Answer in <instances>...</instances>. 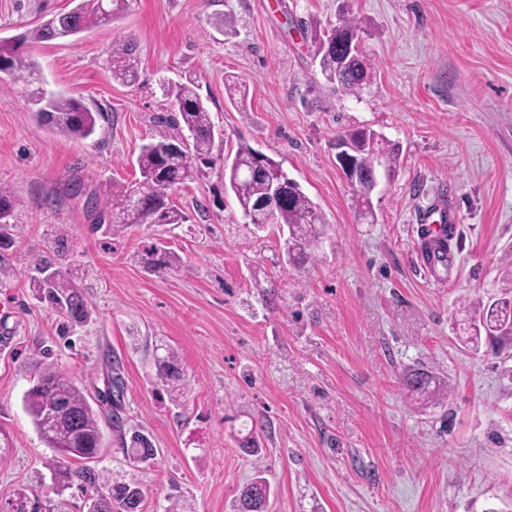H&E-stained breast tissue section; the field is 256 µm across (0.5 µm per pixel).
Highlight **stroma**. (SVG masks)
I'll return each mask as SVG.
<instances>
[{
    "instance_id": "stroma-1",
    "label": "stroma",
    "mask_w": 512,
    "mask_h": 512,
    "mask_svg": "<svg viewBox=\"0 0 512 512\" xmlns=\"http://www.w3.org/2000/svg\"><path fill=\"white\" fill-rule=\"evenodd\" d=\"M72 0H0V40L71 9ZM348 10L376 71L360 97L336 91L314 59L311 24ZM136 44L141 78L113 81L114 42ZM42 82L0 84V185L13 193L15 244L0 298V512H86L58 493L54 451L24 409L45 366L102 411L101 489L139 485L142 512L172 502L234 512L263 469L268 512H512V344L465 349L459 325L512 286V0H130L123 18L32 46ZM242 79L245 110L225 74ZM190 77L223 130L211 168L176 188L188 223L94 229L88 199L135 181L141 146L169 134L163 78ZM60 91L101 112L87 139L48 134L31 97ZM367 126L398 142L391 179L363 219L336 163L338 135ZM246 143L275 157L326 218L316 258L295 268L275 225L244 224L222 157ZM452 263L427 262L441 221ZM91 311L64 327L38 302L28 265L57 225ZM161 243L179 264L154 271ZM174 347L188 380L173 404L154 356ZM421 365L447 381L440 403L403 387ZM125 391L113 409L108 381ZM256 421L259 456L238 446ZM159 454L130 464L134 434Z\"/></svg>"
}]
</instances>
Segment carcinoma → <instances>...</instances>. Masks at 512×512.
Wrapping results in <instances>:
<instances>
[{
	"instance_id": "carcinoma-1",
	"label": "carcinoma",
	"mask_w": 512,
	"mask_h": 512,
	"mask_svg": "<svg viewBox=\"0 0 512 512\" xmlns=\"http://www.w3.org/2000/svg\"><path fill=\"white\" fill-rule=\"evenodd\" d=\"M128 6L129 0H112V11L106 12L96 0H79L74 12L60 23V27L77 35L119 19ZM360 29L357 19L344 13L337 25L325 31L317 27L311 30L321 74L333 87L352 96L362 93L373 79L371 63L358 51L351 56L346 67H341V58L350 51L351 39L358 37ZM57 35V28L47 20L27 33L1 41L0 72L7 73L12 80H25L38 73L36 63L20 51V46L27 41H54ZM108 63L114 81L133 84L139 80L134 42L121 40L113 43ZM160 89L175 108L174 116L162 117L163 123L172 126L175 133L141 146L137 157L140 178L133 185L112 194V200L102 207L112 227L187 223L189 216L170 201V194L175 187L199 178L202 167L213 161L218 126L198 94L195 82L163 79ZM33 103L39 105L35 110L38 122L52 135L86 139L96 131L97 113L90 111L79 99L61 92L48 93L41 88L34 94ZM337 145L344 147V152L361 174L357 186L359 205L363 207L364 216H370L374 176L381 168L395 170L400 146L369 128L346 133L339 137ZM270 185V175L256 172L248 180L245 194L236 196V200L242 216L251 217L250 224L255 228H261L263 223L287 227L289 247L286 261L300 268L315 256L326 224L325 216L295 180L287 183L285 200L272 216L255 210L254 203L268 193ZM427 252L428 260L448 268L447 239L431 240ZM145 263L162 271L173 267L174 256L154 243L146 250ZM50 268L51 262L46 258L35 264V270L44 274L42 278L33 277L35 298L50 304L68 323H84L90 311L76 281L62 279L56 271L50 276L45 275ZM509 337L512 338V288L503 291L493 302L478 307L464 342L476 346L483 338L496 342ZM156 375L173 400L179 401L185 386V373L174 349L167 348L165 355L158 358ZM403 385L419 400H433L447 393L445 382L423 368L409 371ZM24 404L43 440L58 453L54 465L58 493L71 488L76 481L83 488H98L99 475L87 463L96 458L103 448L100 412L82 389L47 366L26 393ZM123 454L133 464H144L155 460L158 449L152 447L144 436L133 439L130 447L123 449ZM74 460L83 462V465L72 468ZM108 493L112 495L108 512H130L131 502H142V492L134 485L117 483L108 489ZM270 493V484L263 471H257L240 490L237 512H266Z\"/></svg>"
}]
</instances>
